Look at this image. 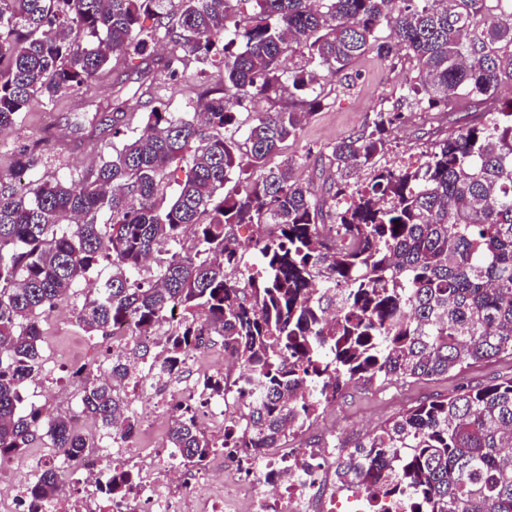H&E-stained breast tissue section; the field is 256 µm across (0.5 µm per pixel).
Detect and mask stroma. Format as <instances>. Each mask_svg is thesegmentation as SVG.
I'll return each instance as SVG.
<instances>
[{"label": "stroma", "mask_w": 512, "mask_h": 512, "mask_svg": "<svg viewBox=\"0 0 512 512\" xmlns=\"http://www.w3.org/2000/svg\"><path fill=\"white\" fill-rule=\"evenodd\" d=\"M113 73L90 83L79 94L60 98L52 104L32 103L25 119L0 132V180L13 187L26 184L28 177L14 167V155L20 145L39 137L47 124L65 128L73 113L82 111L85 100L107 102L114 91V76L130 70V62L117 60ZM184 75L176 81L164 73L153 72L151 81L158 97L168 111H193L203 87H220L224 83L223 68L201 65L192 57L183 59ZM405 65L381 64L373 56L357 59L346 71L324 75L322 106L305 124L296 140L288 142L284 156L302 157L300 173L313 183L316 194L325 191L324 182L336 176V169L328 160V148L336 141L359 131L372 112L380 106H391L407 83ZM433 122L420 112L410 113L406 123L395 130L389 145L387 161L409 160L420 157L432 141ZM112 142L108 139H85L82 144H70L53 150L42 160L40 171L52 176L80 173L91 162L110 157ZM43 329L46 334L44 350L53 353L66 350L71 362L85 364L94 356L85 340V333L76 319L60 321L53 314H45ZM512 376V360L502 358L475 364L448 376L418 383H380L359 381L350 385L303 434L299 443L320 441L328 433H335L344 447L350 448L362 434L377 430L417 402L433 396H451L482 385L493 379Z\"/></svg>", "instance_id": "stroma-1"}]
</instances>
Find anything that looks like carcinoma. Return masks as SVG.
Instances as JSON below:
<instances>
[{
  "label": "carcinoma",
  "instance_id": "obj_1",
  "mask_svg": "<svg viewBox=\"0 0 512 512\" xmlns=\"http://www.w3.org/2000/svg\"><path fill=\"white\" fill-rule=\"evenodd\" d=\"M166 2L0 0V130L35 100L78 92L114 56L142 64L74 123L111 134L112 157L48 179L37 172L52 151L45 133L15 154L16 168L32 174L26 188L0 187V460L36 445L71 455L92 446L79 414L106 435L119 417L133 432L130 361L163 367L205 336L223 338L240 368L208 383L211 395L250 387L259 397L220 443L196 432L193 407L170 418L169 447L196 467L219 446L279 447L352 383L512 358V98L500 101L512 82V0H179L173 16ZM248 9L253 24L243 26L236 16ZM153 13L157 26H144ZM159 35L221 65L224 84L204 91L191 114L153 107L130 135L127 93L155 98L145 81L155 69L182 75L180 56L151 50ZM288 53L304 65L286 73ZM367 54L407 61V92L330 147L338 177L318 199L295 159L269 161L320 107V73ZM285 75L288 104L258 113L237 136L233 108L279 96ZM457 95L483 108L482 120L436 138L420 160L381 164L402 106L442 115ZM175 162L185 178L168 199L162 184ZM354 170L369 178L351 182ZM270 224L275 238L254 240L257 263L243 264L235 229ZM104 260L112 275L76 308L86 333L126 324L146 339L172 308L184 317L160 353L138 342L112 355L76 413L23 408L42 378L38 316L78 298L81 279ZM336 481L397 490L411 512H512V377L408 408L346 453ZM54 490L47 469L32 495Z\"/></svg>",
  "mask_w": 512,
  "mask_h": 512
}]
</instances>
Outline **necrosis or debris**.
<instances>
[{
  "label": "necrosis or debris",
  "instance_id": "necrosis-or-debris-1",
  "mask_svg": "<svg viewBox=\"0 0 512 512\" xmlns=\"http://www.w3.org/2000/svg\"><path fill=\"white\" fill-rule=\"evenodd\" d=\"M198 360L197 349H190L178 370L164 375L155 366L136 364L135 377L148 374L152 380L134 395L133 408L149 423L161 414L174 415L177 405H192L198 433L220 441L225 422L239 418L249 398L243 395L228 403L201 398L204 374L197 369ZM111 445V440L102 439L77 457L56 453L28 459L25 480L0 494V512H31L29 481L47 468L54 473L56 492L42 512H239L240 500L248 502V512H335L340 500L354 512H370L375 503L383 512H403L400 499L374 500L357 485L337 484L341 451L332 438L305 446L288 442L249 457L232 454L229 471L235 483L228 489L211 468L179 464L173 449L146 448L125 436L120 446L135 459L137 479L126 495L112 500L106 490L113 472L102 455Z\"/></svg>",
  "mask_w": 512,
  "mask_h": 512
}]
</instances>
